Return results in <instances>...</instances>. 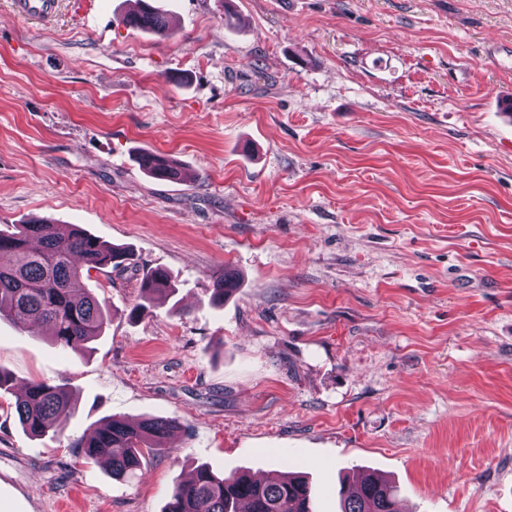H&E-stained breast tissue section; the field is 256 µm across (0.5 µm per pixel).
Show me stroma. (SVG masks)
<instances>
[{
    "label": "stroma",
    "instance_id": "obj_1",
    "mask_svg": "<svg viewBox=\"0 0 512 512\" xmlns=\"http://www.w3.org/2000/svg\"><path fill=\"white\" fill-rule=\"evenodd\" d=\"M56 4L0 0V229L133 264L91 272L84 353L0 321L15 388L72 401L34 439L0 395V512H163L202 465L299 466L315 512L363 469L400 512H512V0H155L164 36L134 0ZM155 267L178 291L131 317ZM115 415L181 427L116 480L78 447ZM16 11L23 16L32 18H47L55 10V0H16ZM148 0H137V9L127 18V23L133 27L161 35L167 24L165 15L153 7ZM163 161L177 164L171 159L161 157L151 152H144L138 157L140 167L151 177L164 181L178 180V172L173 169H167ZM236 284L237 276L235 271L230 268H225L224 274L217 276L213 280V288H207L209 302L212 305H224V300L235 291Z\"/></svg>",
    "mask_w": 512,
    "mask_h": 512
}]
</instances>
